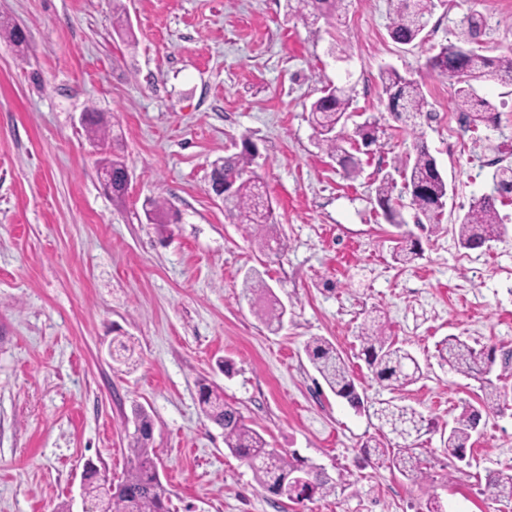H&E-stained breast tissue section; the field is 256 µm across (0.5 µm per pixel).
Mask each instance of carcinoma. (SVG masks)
I'll list each match as a JSON object with an SVG mask.
<instances>
[{
	"label": "carcinoma",
	"instance_id": "cac0c4a2",
	"mask_svg": "<svg viewBox=\"0 0 512 512\" xmlns=\"http://www.w3.org/2000/svg\"><path fill=\"white\" fill-rule=\"evenodd\" d=\"M302 9L318 20L336 15L343 0H296ZM439 0H396L394 17L389 28L390 38L401 44L414 42L429 23ZM113 31L127 45L136 43L133 28L127 16L123 0L113 3ZM484 27L479 13H470L460 21L458 43L440 47L439 52L427 61V66L448 79L457 105L474 124L497 122L498 114L490 102L477 96L475 83L488 77L512 81V55L491 59L477 52L467 58L460 56L459 49L477 39ZM387 110L395 118L412 120L425 111L427 101L421 87L414 79L400 74L394 68L381 73ZM351 104L350 91L344 87H327L323 95L311 104L310 123L318 137V144L330 157L336 159L346 177L354 179L360 173L359 159L345 148L355 144L375 145L379 139L378 122L365 120L355 124L353 133L343 134L337 127L347 122ZM414 158L403 165L404 193L408 203L394 201L395 183L382 178L376 189L377 201L383 207L388 223L397 228L405 225L403 209L411 208L416 214V224L434 232L439 227L440 214L436 204L448 198V183L438 172L436 159L422 140L413 145ZM255 149L248 139L242 140L240 152L216 160L211 171V182L232 186L231 194L224 198V208L238 223L246 225L251 235L259 237V244L269 246L274 238L276 224L272 208L264 197L257 177L250 175ZM103 166L112 167V197L122 198L127 192L125 185L126 165L122 157L112 153ZM512 194V163L497 166L492 173L490 192L472 199L461 221L454 225L458 245L465 250H477L500 236L504 225L497 209L498 200ZM145 215L152 224H169L173 216L164 204L149 201ZM421 253L418 243L405 246L397 243L394 259L402 265H410ZM245 296L259 294L264 304L258 310L268 327H281L285 309L272 295L260 274L253 273L244 282ZM360 342L366 362L380 382L388 389L401 390L416 382L421 376L417 360L405 349L396 346L386 334L385 327L376 320L361 329ZM306 354L315 370L336 397L346 400L353 408L361 409L364 401L357 390L348 367L329 341L314 337L305 347ZM441 364L456 372L481 381L479 407L465 408L448 430L443 440L446 455L460 462L467 457V448L482 413L500 411L507 396L505 387L488 378L495 362L493 351L474 349L457 336L446 338L438 350ZM199 405L205 416L224 430V446L232 454L246 462L258 484L268 492L285 497L293 503L323 498L335 491L336 483L321 468L309 464L281 448H273L251 425L246 423L240 411L224 401V392L205 382L199 383ZM373 415L396 437L406 441L412 434L420 433L424 418L414 408L388 401L373 409ZM135 431L130 443L127 470L124 478L112 487L106 499L107 512H170V496L162 483L154 452L151 447L153 422L142 408L134 410ZM379 463L392 467L403 474L418 472V458L408 445L387 448L379 443L373 446ZM103 478L92 470L86 475L84 494L90 506L100 502ZM487 484L495 496L512 500V472L498 471L488 476Z\"/></svg>",
	"mask_w": 512,
	"mask_h": 512
}]
</instances>
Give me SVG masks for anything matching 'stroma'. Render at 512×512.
Here are the masks:
<instances>
[{"mask_svg":"<svg viewBox=\"0 0 512 512\" xmlns=\"http://www.w3.org/2000/svg\"><path fill=\"white\" fill-rule=\"evenodd\" d=\"M125 5L133 50L112 30V0H0V22L23 27L28 45L0 38V512H56L78 499L89 461L120 479L137 407L153 420L171 512H426L433 499L444 512H512L486 486L489 472L512 469V375L459 475L441 435L477 403L480 383L438 357L451 336L499 359L512 353V197L499 206L505 234L459 248L452 226L490 192L492 171L449 155L457 104L427 66L475 10L485 17L475 51L512 53V0H444L407 45L388 33L393 0H347L313 24L286 0ZM387 68L420 84L429 116L409 126L386 111ZM330 85L351 89L353 122L372 116L384 131L353 179L308 119ZM476 90L500 114L499 125L473 129L476 148L512 163V83L490 78ZM88 108L105 114L108 139L81 125ZM417 132L448 201L439 230L420 234V258L403 267L376 188L386 176L402 184L398 160ZM245 139L285 245L277 254L232 223L210 189L214 161ZM115 152L131 174L120 201L98 179ZM149 199L178 222L148 223ZM253 269L286 307L280 329L243 292ZM370 316L422 369L402 391L381 385L360 354ZM313 337L336 346L369 403L424 416L411 442L421 477L366 453L397 439L329 390L304 351ZM119 339L133 346L134 367L113 362ZM201 378L272 447L325 468L335 492L300 505L261 488L202 413Z\"/></svg>","mask_w":512,"mask_h":512,"instance_id":"35a3bbf8","label":"stroma"}]
</instances>
